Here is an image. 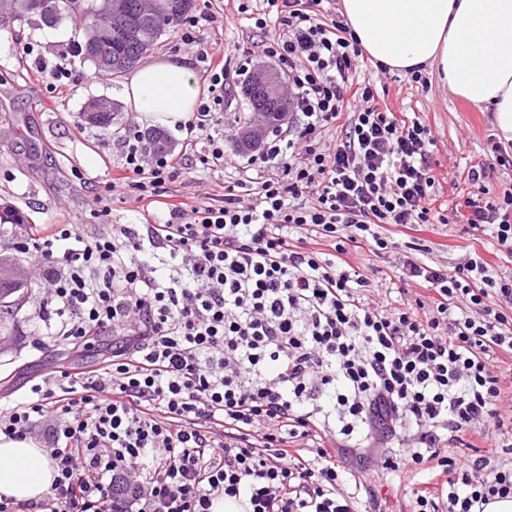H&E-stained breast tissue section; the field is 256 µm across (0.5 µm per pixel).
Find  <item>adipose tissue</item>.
<instances>
[{
    "label": "adipose tissue",
    "mask_w": 512,
    "mask_h": 512,
    "mask_svg": "<svg viewBox=\"0 0 512 512\" xmlns=\"http://www.w3.org/2000/svg\"><path fill=\"white\" fill-rule=\"evenodd\" d=\"M364 55L393 71L436 68L451 91L491 108L512 139V0H342ZM199 88L187 59H157L129 74V108L174 126L191 118ZM56 472L31 440L0 437V496L40 500Z\"/></svg>",
    "instance_id": "adipose-tissue-1"
}]
</instances>
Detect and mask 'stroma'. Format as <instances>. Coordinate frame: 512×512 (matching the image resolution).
Instances as JSON below:
<instances>
[{"label":"stroma","mask_w":512,"mask_h":512,"mask_svg":"<svg viewBox=\"0 0 512 512\" xmlns=\"http://www.w3.org/2000/svg\"><path fill=\"white\" fill-rule=\"evenodd\" d=\"M231 10L230 22L201 28V46L226 56L235 74L224 92V155L229 162L216 173L194 166L191 173L168 183V193L178 200L203 197L223 200L224 184L238 177L237 165L247 157L237 152L233 141L249 115L241 84L253 68L264 63L260 45L265 34L235 12V0H197L198 11L218 7ZM83 33L73 19L61 16L55 25H45L39 16L17 17L11 5L0 7V201L27 215L33 224H80L92 235L109 231L114 224L142 223V208L129 190L118 186L125 171L117 134L134 117L123 107L110 127L87 128L78 133L86 102L108 97L121 102L123 79L98 78L94 68L75 56ZM67 62L73 96L54 98L46 79L36 71L37 61ZM368 78L383 91L392 110L416 115L429 126L436 145L431 166L436 178L458 174L486 159L498 130L491 112L451 92L437 73L422 70L420 81L410 74L372 72ZM110 194L108 210H99L95 195ZM388 236L396 245L417 242L425 246L426 261L453 267L473 254H480L498 271L512 276V254L490 235L472 231L459 218L446 224H431L422 230L389 225ZM20 232L0 235V251L16 254L28 275L27 303L17 316L15 336L0 346V404L20 400L30 380L40 379L58 368L88 370L101 366L112 354V339L103 336L93 348L76 353L50 342L40 318L48 288L49 266L40 265L34 253H21ZM347 261L370 281L368 295L385 301L388 288L399 287L397 252L373 253L352 249ZM45 339L42 351H33L30 341ZM381 512H410L411 481L403 475L379 472L369 485Z\"/></svg>","instance_id":"stroma-1"}]
</instances>
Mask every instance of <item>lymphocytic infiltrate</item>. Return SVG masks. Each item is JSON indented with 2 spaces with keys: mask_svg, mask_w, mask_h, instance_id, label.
<instances>
[{
  "mask_svg": "<svg viewBox=\"0 0 512 512\" xmlns=\"http://www.w3.org/2000/svg\"><path fill=\"white\" fill-rule=\"evenodd\" d=\"M318 0H239L266 58L288 67L298 125L267 143L224 203L166 202L185 174L172 154L145 159L137 130L120 141L136 201L165 210L160 224H116L90 236L42 224L20 246L58 266L42 309L54 341L72 350L112 338L88 371L56 370L15 404L0 405V435L31 437L51 422L56 477L42 500L0 497V512H211L217 497L245 512H358L356 478L336 444L399 437L383 469L427 466L444 477L445 504L428 482L412 512H484L512 497V445L494 455L454 449L488 425L504 427L501 378L489 352L512 351V277L480 256L447 268L408 251L402 284L432 304L365 299L369 282L348 245L387 249L386 224L435 223V140L418 117L381 106L357 75L368 65L350 28ZM208 95L182 129L203 161L224 166L227 63L197 48ZM341 128L340 143L324 133ZM492 167L466 171L471 229L512 253V184L490 189Z\"/></svg>",
  "mask_w": 512,
  "mask_h": 512,
  "instance_id": "1",
  "label": "lymphocytic infiltrate"
}]
</instances>
